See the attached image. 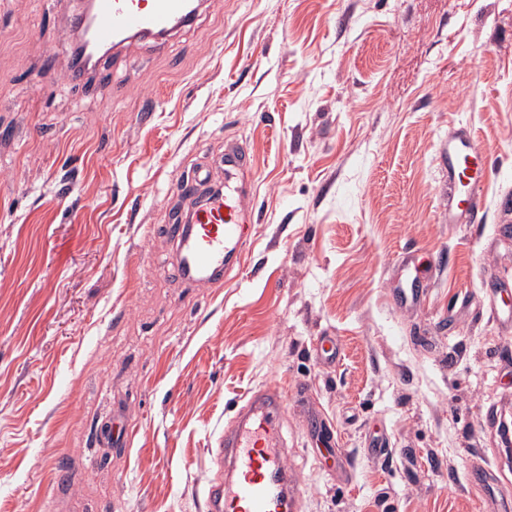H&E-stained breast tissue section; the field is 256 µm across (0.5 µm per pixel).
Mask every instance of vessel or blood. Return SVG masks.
Wrapping results in <instances>:
<instances>
[{
    "label": "vessel or blood",
    "instance_id": "vessel-or-blood-1",
    "mask_svg": "<svg viewBox=\"0 0 512 512\" xmlns=\"http://www.w3.org/2000/svg\"><path fill=\"white\" fill-rule=\"evenodd\" d=\"M204 0H92L88 16L78 23L88 33V51L151 40L162 45L180 29L193 24ZM448 177V221L467 223L472 207L490 177L486 149L465 127L450 129L439 153ZM224 189L210 195L209 170L191 174L193 193L200 199L188 213L177 214L168 227L178 245L184 282H212L242 264L247 226L252 214L246 203V176L251 157L237 144L224 148ZM288 392L268 387L255 391L216 440L210 456L217 469L205 495L207 512H294L298 499L295 478L283 451L282 424ZM308 437L337 463L347 460L334 427L318 412L307 416ZM469 481L481 499L496 498L494 512H512V484L490 486L482 469L471 470Z\"/></svg>",
    "mask_w": 512,
    "mask_h": 512
}]
</instances>
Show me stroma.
I'll list each match as a JSON object with an SVG mask.
<instances>
[{
  "mask_svg": "<svg viewBox=\"0 0 512 512\" xmlns=\"http://www.w3.org/2000/svg\"><path fill=\"white\" fill-rule=\"evenodd\" d=\"M78 9L0 0V512H206L209 448L274 385L349 457L322 464L289 403L297 512H485L468 474L498 471L512 424L491 315L512 290V0H211L88 84L67 69ZM458 126L494 171L468 224L445 223L437 162ZM229 142L253 160L252 235L190 288L162 227L182 177L223 184ZM409 274L422 302L395 308Z\"/></svg>",
  "mask_w": 512,
  "mask_h": 512,
  "instance_id": "35a3bbf8",
  "label": "stroma"
}]
</instances>
